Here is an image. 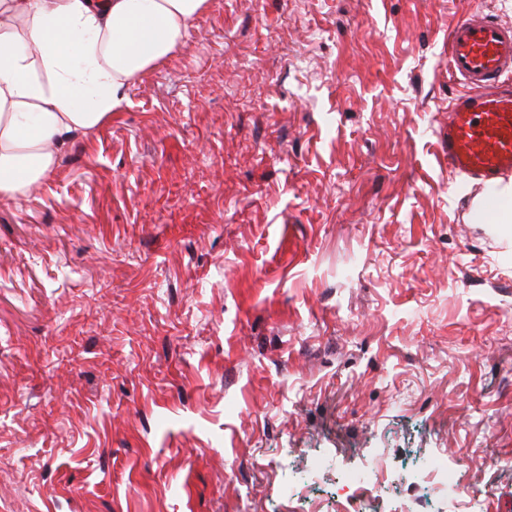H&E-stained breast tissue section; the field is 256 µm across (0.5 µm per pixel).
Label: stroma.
<instances>
[{"label": "stroma", "instance_id": "35a3bbf8", "mask_svg": "<svg viewBox=\"0 0 512 512\" xmlns=\"http://www.w3.org/2000/svg\"><path fill=\"white\" fill-rule=\"evenodd\" d=\"M470 14L512 0H210L0 200V512H339L363 464L362 512H512V223L445 158ZM414 477L425 480L432 478L430 483L435 494L439 497L448 499V496L456 494L457 486L453 473L448 469V461L442 457L435 458L428 468L421 466ZM381 465H361L345 472L336 487V496L353 506L363 501L377 487L382 475ZM338 493H341L340 495Z\"/></svg>", "mask_w": 512, "mask_h": 512}]
</instances>
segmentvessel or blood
Returning <instances> with one entry per match:
<instances>
[{
    "mask_svg": "<svg viewBox=\"0 0 512 512\" xmlns=\"http://www.w3.org/2000/svg\"><path fill=\"white\" fill-rule=\"evenodd\" d=\"M453 76L476 87L448 108V165L482 187L512 174V27L484 16L459 20L448 36Z\"/></svg>",
    "mask_w": 512,
    "mask_h": 512,
    "instance_id": "obj_1",
    "label": "vessel or blood"
}]
</instances>
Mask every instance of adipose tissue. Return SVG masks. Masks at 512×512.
Wrapping results in <instances>:
<instances>
[{
  "mask_svg": "<svg viewBox=\"0 0 512 512\" xmlns=\"http://www.w3.org/2000/svg\"><path fill=\"white\" fill-rule=\"evenodd\" d=\"M208 0H0V199L34 192L70 134L112 117Z\"/></svg>",
  "mask_w": 512,
  "mask_h": 512,
  "instance_id": "ef3b65f1",
  "label": "adipose tissue"
}]
</instances>
